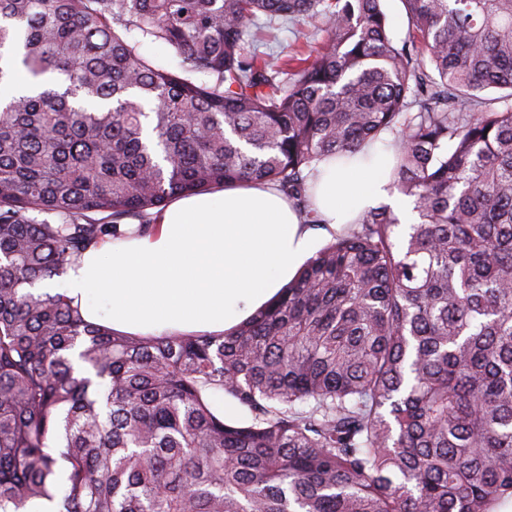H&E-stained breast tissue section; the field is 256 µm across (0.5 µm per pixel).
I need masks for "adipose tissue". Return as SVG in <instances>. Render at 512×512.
Listing matches in <instances>:
<instances>
[{"label": "adipose tissue", "instance_id": "ef3b65f1", "mask_svg": "<svg viewBox=\"0 0 512 512\" xmlns=\"http://www.w3.org/2000/svg\"><path fill=\"white\" fill-rule=\"evenodd\" d=\"M382 143L319 162L313 201L338 228L366 208L406 209L379 171ZM314 239L275 190L248 185L179 195L147 237L83 254L64 292L85 318L132 336L220 334L264 306L311 256ZM102 296L107 310L91 304Z\"/></svg>", "mask_w": 512, "mask_h": 512}]
</instances>
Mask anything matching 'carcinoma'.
Instances as JSON below:
<instances>
[{"instance_id": "cac0c4a2", "label": "carcinoma", "mask_w": 512, "mask_h": 512, "mask_svg": "<svg viewBox=\"0 0 512 512\" xmlns=\"http://www.w3.org/2000/svg\"><path fill=\"white\" fill-rule=\"evenodd\" d=\"M401 2L399 45L382 0H0V512L512 504V0ZM262 16L327 43L262 51ZM387 135L418 222L363 210L227 332L36 289L176 194L266 184L318 224L316 163ZM140 51L156 65L170 71L178 70V59L169 52L166 46L159 43L144 42Z\"/></svg>"}]
</instances>
